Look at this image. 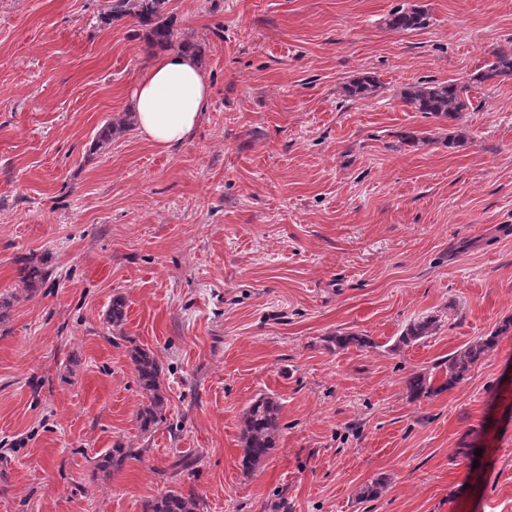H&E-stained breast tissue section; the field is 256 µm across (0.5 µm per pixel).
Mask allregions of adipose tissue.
I'll return each instance as SVG.
<instances>
[{
    "instance_id": "obj_1",
    "label": "adipose tissue",
    "mask_w": 512,
    "mask_h": 512,
    "mask_svg": "<svg viewBox=\"0 0 512 512\" xmlns=\"http://www.w3.org/2000/svg\"><path fill=\"white\" fill-rule=\"evenodd\" d=\"M210 92L194 51L163 48L137 83L128 109L141 137L167 151L191 136L209 106Z\"/></svg>"
}]
</instances>
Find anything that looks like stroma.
<instances>
[{
    "label": "stroma",
    "mask_w": 512,
    "mask_h": 512,
    "mask_svg": "<svg viewBox=\"0 0 512 512\" xmlns=\"http://www.w3.org/2000/svg\"><path fill=\"white\" fill-rule=\"evenodd\" d=\"M108 6L0 0V512H141L180 456L203 512H512V335L455 388L405 387L512 316V81L454 126L401 97L512 50V0H170L211 99L166 152L133 129L95 145L153 56ZM413 6L425 28L387 27ZM364 74L376 93L347 97ZM30 254L50 277L26 295ZM431 315L437 335L398 343ZM135 345L167 398L148 434ZM264 394L281 430L246 473ZM119 442L140 456L95 480ZM280 404L270 396H260L245 410L242 416L241 444L242 466L255 469L275 448L280 430Z\"/></svg>",
    "instance_id": "35a3bbf8"
}]
</instances>
